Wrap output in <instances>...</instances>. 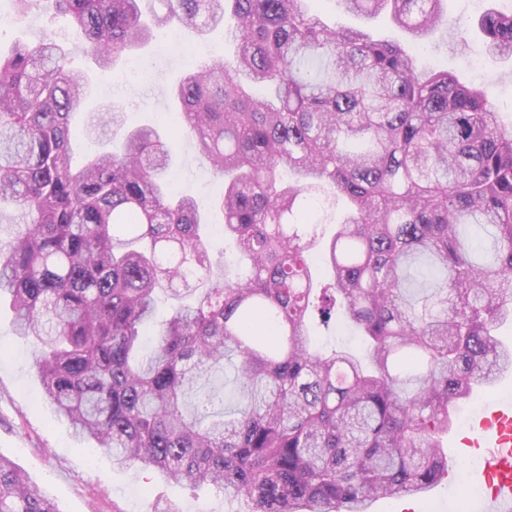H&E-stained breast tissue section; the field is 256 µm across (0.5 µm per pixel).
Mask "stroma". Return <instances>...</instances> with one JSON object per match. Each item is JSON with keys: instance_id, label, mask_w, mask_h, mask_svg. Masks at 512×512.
<instances>
[{"instance_id": "stroma-1", "label": "stroma", "mask_w": 512, "mask_h": 512, "mask_svg": "<svg viewBox=\"0 0 512 512\" xmlns=\"http://www.w3.org/2000/svg\"><path fill=\"white\" fill-rule=\"evenodd\" d=\"M505 6L506 0H443L444 16L460 21L465 35L446 29L433 37L417 57L419 70L442 67L461 78L489 87L505 126H512V61H499L482 53L483 36L475 23L490 5ZM73 63L92 78L88 95L76 117V155L99 152L119 145L128 130L153 124L168 135L167 113L171 106L168 89L184 69L183 57L161 48L153 37L143 49L128 53L116 71L100 73L86 55L79 38L64 25H57ZM116 106L124 114L121 127L101 134L83 130L88 113ZM178 193L194 197L207 213L212 226L210 245L222 253L225 244L222 213L211 201L222 183L190 143H182L173 158ZM33 339L15 336L12 312L0 302V455L14 461L30 477L35 488L47 494L59 512H245V501L224 496L203 486H177L155 474L131 465L116 469L104 452H91L78 440L69 422L43 398V387L33 367ZM512 390V375L501 380L494 392L481 393L462 403L454 423L442 441L451 462L447 475L431 488L430 496L380 498L375 512H471L479 487L478 470L471 466L473 449L465 447L467 423L481 413H490L493 393Z\"/></svg>"}]
</instances>
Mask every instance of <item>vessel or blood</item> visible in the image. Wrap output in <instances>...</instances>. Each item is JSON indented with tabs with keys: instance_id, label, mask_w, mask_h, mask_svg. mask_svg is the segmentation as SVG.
<instances>
[{
	"instance_id": "b4317fda",
	"label": "vessel or blood",
	"mask_w": 512,
	"mask_h": 512,
	"mask_svg": "<svg viewBox=\"0 0 512 512\" xmlns=\"http://www.w3.org/2000/svg\"><path fill=\"white\" fill-rule=\"evenodd\" d=\"M512 418V398L498 399L491 418H478L472 425L474 445L490 449L482 476L492 493L474 505L473 512H512V432L503 428Z\"/></svg>"
}]
</instances>
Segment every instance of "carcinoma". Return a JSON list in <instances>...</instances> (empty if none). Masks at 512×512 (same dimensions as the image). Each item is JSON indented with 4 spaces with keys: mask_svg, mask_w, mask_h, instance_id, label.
Instances as JSON below:
<instances>
[{
    "mask_svg": "<svg viewBox=\"0 0 512 512\" xmlns=\"http://www.w3.org/2000/svg\"><path fill=\"white\" fill-rule=\"evenodd\" d=\"M47 2L102 70L155 29L222 26L234 51L170 89L176 137L138 127L78 168L89 75L52 31L0 52V209L20 218L0 300L39 344L44 399L114 466L212 485L245 512H358L430 488L452 412L512 371L495 335L512 320V128L488 87L416 70L441 0H339L367 20L390 9L410 44L329 25L308 0ZM478 28L512 59V8ZM182 137L224 181L233 272L197 201L172 192ZM473 226L494 229L480 261ZM338 316L364 356L314 343L309 324ZM226 360L244 403L231 418L209 411ZM0 512L59 510L0 455Z\"/></svg>",
    "mask_w": 512,
    "mask_h": 512,
    "instance_id": "1",
    "label": "carcinoma"
}]
</instances>
